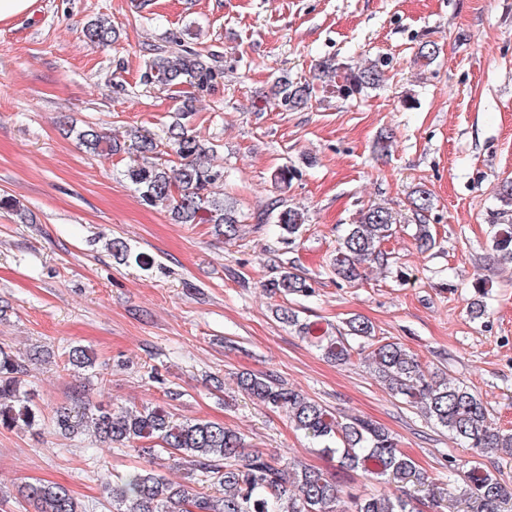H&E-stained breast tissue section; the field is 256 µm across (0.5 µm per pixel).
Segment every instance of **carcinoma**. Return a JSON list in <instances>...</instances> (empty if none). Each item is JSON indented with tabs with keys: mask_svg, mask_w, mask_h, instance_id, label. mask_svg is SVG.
Segmentation results:
<instances>
[{
	"mask_svg": "<svg viewBox=\"0 0 512 512\" xmlns=\"http://www.w3.org/2000/svg\"><path fill=\"white\" fill-rule=\"evenodd\" d=\"M82 36L96 47L118 40L106 19L84 26ZM223 77L214 54L175 40L171 46L155 49L141 82L176 90L180 103L177 111L191 112L196 97L211 90ZM383 82L384 71L377 62L353 68L324 61L318 64L311 82L279 79L272 99L275 105L294 110L308 105L318 88L338 97L357 98ZM76 135L95 155L109 156L121 150L132 155L124 176L142 201L164 206L176 223L211 224L228 240L239 236L241 211L235 202L215 191L224 182V170L203 162L216 152V145L188 134L181 122L170 123L159 138L134 127L127 132L124 144L89 125L77 130ZM162 145L178 156V166L159 162ZM410 206L416 221L417 248L428 251L435 245L427 224L432 207L429 191H415ZM266 219L279 227L282 240L288 244L296 240L307 217L303 210L279 198L268 205L259 223ZM394 224L392 212L385 207L361 210L329 262L331 272L351 284L361 278L365 267L384 265L387 258L382 245L393 235ZM491 244L503 260L512 262V224L500 225ZM108 249L117 258L134 259L145 270L151 266V260L131 255L120 238L110 240ZM263 287L285 297L312 293L310 279L288 262L273 267ZM277 317L297 328L330 361L346 363L359 356L388 393L421 410L477 456L501 448L512 450V432L494 425L477 394L430 370L401 343L373 342V326L364 317L354 315L345 327L336 330L302 323L288 307L277 309ZM64 357L66 365L77 374L94 366L92 353L79 346L64 352ZM236 386L272 408L287 409L291 424L313 450L336 459L342 472H359L379 483L394 481L413 487L395 496L381 491L363 498L352 496L351 512H422L423 503L433 512H440L446 500L465 504L466 512H502V505L512 501V483L477 460L460 467L449 464L448 480L441 487L435 475L419 467L398 447L388 430L370 420L338 416L303 393L284 387L272 375L243 374ZM42 422L24 361L0 346V428L37 431ZM51 422L66 435L88 430L100 441L130 448L144 460V465L106 484L113 512H340L343 490L335 478L301 463L249 452L238 432L212 421L180 419L165 404L141 410L101 404L62 405L54 410ZM163 453L170 466L186 470L189 476L198 473L205 477L215 493L196 492L166 479L156 469V460ZM20 494L33 504L35 512H83L71 491L59 484L29 483Z\"/></svg>",
	"mask_w": 512,
	"mask_h": 512,
	"instance_id": "obj_1",
	"label": "carcinoma"
}]
</instances>
